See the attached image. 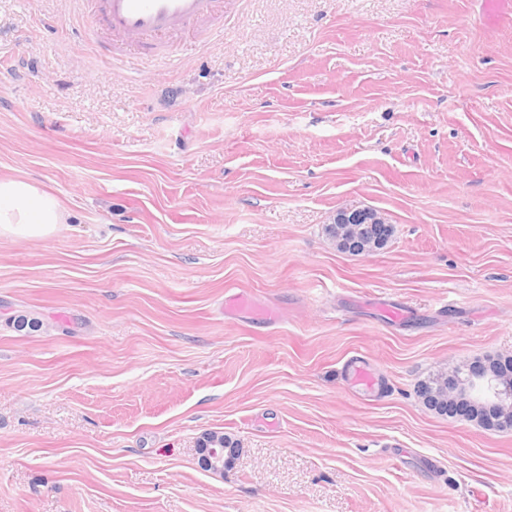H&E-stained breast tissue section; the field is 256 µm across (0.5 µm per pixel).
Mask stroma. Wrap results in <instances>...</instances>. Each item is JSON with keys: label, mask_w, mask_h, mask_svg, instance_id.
I'll use <instances>...</instances> for the list:
<instances>
[{"label": "stroma", "mask_w": 512, "mask_h": 512, "mask_svg": "<svg viewBox=\"0 0 512 512\" xmlns=\"http://www.w3.org/2000/svg\"><path fill=\"white\" fill-rule=\"evenodd\" d=\"M93 6L0 0V178L68 214L0 237V512H512V431L416 393L512 356V14L220 0L155 61ZM330 224H336V226H343L338 228L339 236L342 235L341 229H347L351 224H360L361 226L354 228V236L360 237V232L366 228L371 229L372 224H389L387 218L376 210L370 208H352L345 207L336 210L335 215L332 218ZM346 379L349 385L359 387L367 393H372L375 390L376 380L373 371L361 361H354L350 364ZM215 442L224 447L202 444V447L198 448V454L203 466L209 467L214 472H221L224 471V466L232 461L239 448H235L234 442L224 436H216ZM232 448H234V451H232Z\"/></svg>", "instance_id": "stroma-1"}]
</instances>
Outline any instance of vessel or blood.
I'll return each mask as SVG.
<instances>
[{"label":"vessel or blood","instance_id":"b4317fda","mask_svg":"<svg viewBox=\"0 0 512 512\" xmlns=\"http://www.w3.org/2000/svg\"><path fill=\"white\" fill-rule=\"evenodd\" d=\"M214 0H101L100 8L87 15L83 29L86 42H96L101 30L111 29L133 38L143 51L158 49L157 37L190 27L208 16ZM349 385L373 392L372 369L352 362L346 376Z\"/></svg>","mask_w":512,"mask_h":512}]
</instances>
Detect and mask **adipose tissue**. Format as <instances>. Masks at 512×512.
<instances>
[{
    "instance_id": "obj_1",
    "label": "adipose tissue",
    "mask_w": 512,
    "mask_h": 512,
    "mask_svg": "<svg viewBox=\"0 0 512 512\" xmlns=\"http://www.w3.org/2000/svg\"><path fill=\"white\" fill-rule=\"evenodd\" d=\"M66 219L57 200L28 181L0 179V236L43 238Z\"/></svg>"
}]
</instances>
